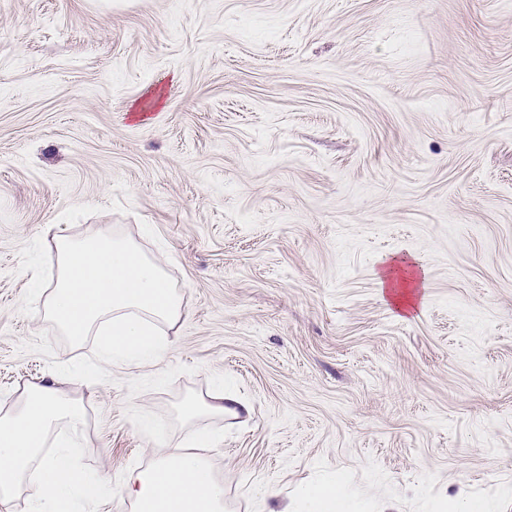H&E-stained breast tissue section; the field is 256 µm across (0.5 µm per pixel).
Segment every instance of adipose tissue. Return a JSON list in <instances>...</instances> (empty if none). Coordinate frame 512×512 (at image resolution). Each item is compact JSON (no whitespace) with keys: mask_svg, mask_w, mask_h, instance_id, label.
Masks as SVG:
<instances>
[{"mask_svg":"<svg viewBox=\"0 0 512 512\" xmlns=\"http://www.w3.org/2000/svg\"><path fill=\"white\" fill-rule=\"evenodd\" d=\"M55 283L37 287L48 314L76 343L98 335L102 353L114 357L157 358L167 348L163 326L183 317L182 299L164 265L130 239L96 233L54 240ZM245 405L225 401L223 391L191 397L179 408L181 420L205 415L239 416ZM82 407L63 396L55 382L34 383L20 406L0 416V505L29 492L38 512H72L80 464L75 453L48 450L59 425L79 429ZM213 439L188 437L183 447L159 449L151 466L129 472L120 496L135 512H224V485L208 464Z\"/></svg>","mask_w":512,"mask_h":512,"instance_id":"obj_1","label":"adipose tissue"}]
</instances>
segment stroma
Listing matches in <instances>:
<instances>
[{
  "mask_svg": "<svg viewBox=\"0 0 512 512\" xmlns=\"http://www.w3.org/2000/svg\"><path fill=\"white\" fill-rule=\"evenodd\" d=\"M94 227L169 260L159 362L31 293ZM54 377L115 483L205 431L227 512H512V0H0V413ZM228 401L229 404H224L223 390L211 393L207 396V399L202 397L187 398L178 407V415L184 422H191L205 415L238 417L241 410L246 413L250 411L249 406L240 401Z\"/></svg>",
  "mask_w": 512,
  "mask_h": 512,
  "instance_id": "stroma-1",
  "label": "stroma"
}]
</instances>
